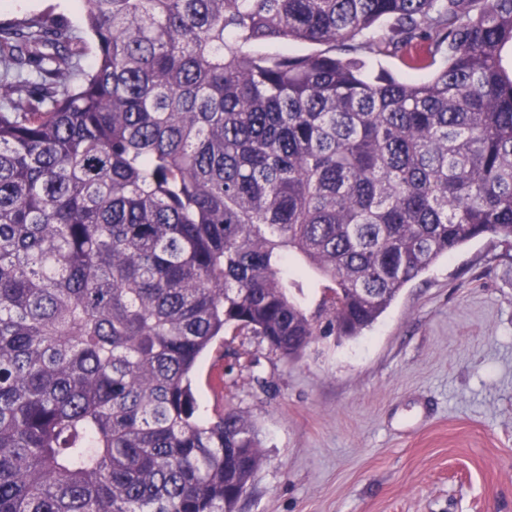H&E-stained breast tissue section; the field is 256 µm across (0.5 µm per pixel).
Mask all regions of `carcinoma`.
Masks as SVG:
<instances>
[{
	"label": "carcinoma",
	"instance_id": "1",
	"mask_svg": "<svg viewBox=\"0 0 512 512\" xmlns=\"http://www.w3.org/2000/svg\"><path fill=\"white\" fill-rule=\"evenodd\" d=\"M83 11L87 69L63 18L0 23V512H236L261 440L198 415L216 340L292 360L470 241L512 248V0Z\"/></svg>",
	"mask_w": 512,
	"mask_h": 512
}]
</instances>
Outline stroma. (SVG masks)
Returning <instances> with one entry per match:
<instances>
[{
    "label": "stroma",
    "mask_w": 512,
    "mask_h": 512,
    "mask_svg": "<svg viewBox=\"0 0 512 512\" xmlns=\"http://www.w3.org/2000/svg\"><path fill=\"white\" fill-rule=\"evenodd\" d=\"M70 0H0V22ZM208 417L254 423L262 463L240 512H512V255L470 242L406 285L363 336L283 359L253 334L198 363Z\"/></svg>",
    "instance_id": "obj_1"
}]
</instances>
